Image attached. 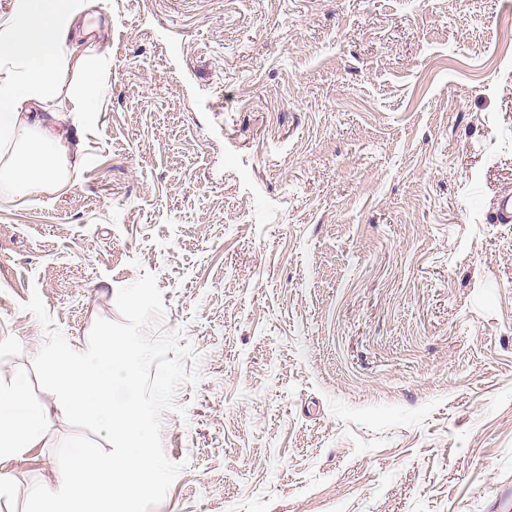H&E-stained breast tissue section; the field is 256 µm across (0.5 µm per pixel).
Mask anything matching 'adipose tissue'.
I'll return each mask as SVG.
<instances>
[{
    "mask_svg": "<svg viewBox=\"0 0 512 512\" xmlns=\"http://www.w3.org/2000/svg\"><path fill=\"white\" fill-rule=\"evenodd\" d=\"M90 0H16L0 19V202L17 203L66 185L72 131L95 121L110 97L96 48L75 53ZM72 84H65V77ZM65 98L66 109L48 111ZM43 410L20 387L0 390V484L11 461L42 440Z\"/></svg>",
    "mask_w": 512,
    "mask_h": 512,
    "instance_id": "ef3b65f1",
    "label": "adipose tissue"
}]
</instances>
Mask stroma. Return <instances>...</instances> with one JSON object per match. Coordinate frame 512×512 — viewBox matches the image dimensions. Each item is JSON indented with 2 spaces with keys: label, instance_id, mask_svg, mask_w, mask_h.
Masks as SVG:
<instances>
[{
  "label": "stroma",
  "instance_id": "35a3bbf8",
  "mask_svg": "<svg viewBox=\"0 0 512 512\" xmlns=\"http://www.w3.org/2000/svg\"><path fill=\"white\" fill-rule=\"evenodd\" d=\"M79 175L0 203V388L44 404L0 512L73 435L33 360L153 273L198 358L153 512H499L512 487V0H93Z\"/></svg>",
  "mask_w": 512,
  "mask_h": 512
}]
</instances>
